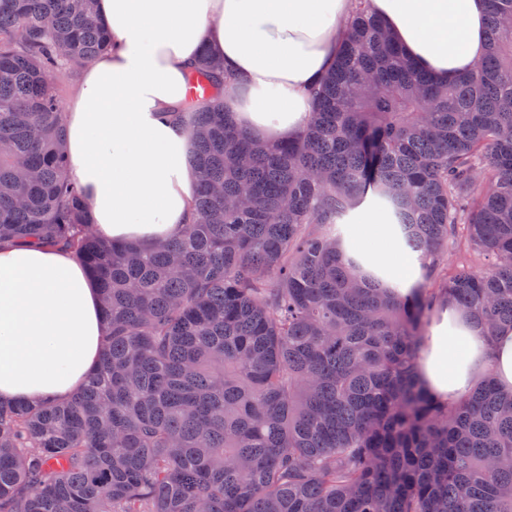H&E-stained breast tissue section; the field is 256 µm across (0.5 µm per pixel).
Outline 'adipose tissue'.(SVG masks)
Segmentation results:
<instances>
[{"label":"adipose tissue","mask_w":512,"mask_h":512,"mask_svg":"<svg viewBox=\"0 0 512 512\" xmlns=\"http://www.w3.org/2000/svg\"><path fill=\"white\" fill-rule=\"evenodd\" d=\"M382 19L408 56L446 83L486 53L487 0H97L112 46L68 97V172L95 231L153 244L195 218L193 132L177 114L202 53L224 63V109L267 144L305 127L312 90L333 65L358 8ZM343 247L384 282L411 289L422 254L372 194L346 218ZM99 294L69 251L0 244V402L32 406L80 388L100 356ZM420 375L444 399L485 376L512 392V327L487 342L470 314L445 305Z\"/></svg>","instance_id":"obj_1"}]
</instances>
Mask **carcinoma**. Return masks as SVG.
I'll use <instances>...</instances> for the list:
<instances>
[{
    "mask_svg": "<svg viewBox=\"0 0 512 512\" xmlns=\"http://www.w3.org/2000/svg\"><path fill=\"white\" fill-rule=\"evenodd\" d=\"M94 2L0 0V242L70 251L103 306L82 390L0 403V512H512V393L444 402L418 370L449 300L512 325V0L447 85L357 13L283 144L202 55L195 220L150 248L93 233L66 171L59 82L112 42ZM371 187L426 257L410 294L339 249Z\"/></svg>",
    "mask_w": 512,
    "mask_h": 512,
    "instance_id": "obj_1",
    "label": "carcinoma"
}]
</instances>
